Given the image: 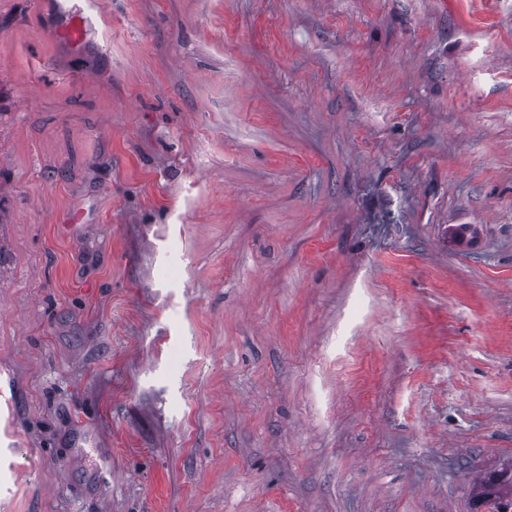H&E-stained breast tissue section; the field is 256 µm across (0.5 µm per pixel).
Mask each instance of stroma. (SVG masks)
<instances>
[{
  "label": "stroma",
  "instance_id": "obj_1",
  "mask_svg": "<svg viewBox=\"0 0 512 512\" xmlns=\"http://www.w3.org/2000/svg\"><path fill=\"white\" fill-rule=\"evenodd\" d=\"M94 15L0 0V512H484L512 0ZM58 5L60 14L67 19L65 28L75 40L82 34L87 26L93 24L91 14L85 13L84 9L76 5L70 6L68 0L59 1Z\"/></svg>",
  "mask_w": 512,
  "mask_h": 512
}]
</instances>
